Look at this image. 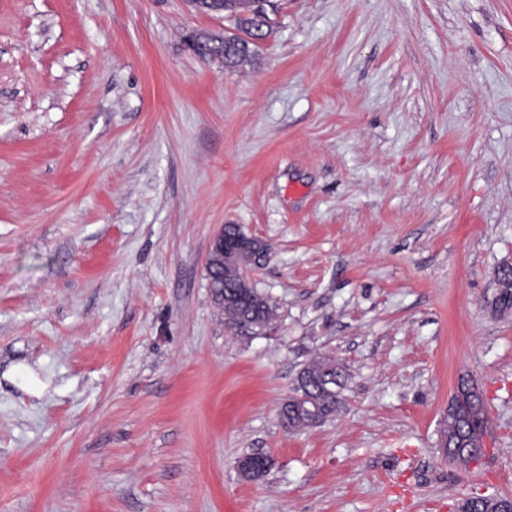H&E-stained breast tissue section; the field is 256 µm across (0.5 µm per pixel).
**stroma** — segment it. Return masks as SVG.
<instances>
[{
  "mask_svg": "<svg viewBox=\"0 0 512 512\" xmlns=\"http://www.w3.org/2000/svg\"><path fill=\"white\" fill-rule=\"evenodd\" d=\"M0 0V512H459L512 496V0ZM277 330L233 336L222 226ZM348 380L283 429L299 370ZM485 455L438 447L460 377ZM272 459L258 482L239 457ZM198 6L211 10V8L232 9L237 4H253L250 10V17L237 18L236 30L240 34H225L222 39H215L207 36H193L197 47L193 48L196 55L201 57L221 58L224 66L234 67L244 63L253 56L255 39L265 36L263 27L268 25V17L264 7L267 0H218L219 2L208 3L210 0H200ZM225 227L224 225L211 243L206 257V268H210L215 256H219L222 262H231L240 270L238 276L241 283L253 282L251 274L255 271L257 263L266 257L269 249L267 254L259 259L256 258L255 251L259 246L267 248L268 245L258 238L246 235L240 225L236 226L234 233L227 232ZM232 270H234L229 265H223L214 268L213 270H207L208 279H209V288L212 290V294H220L224 292V281L227 280ZM231 303L235 305H239L243 307L244 314L247 313V307L245 305V297L243 293L239 289H233L230 291L224 292V298L222 299V304ZM329 361V357H317L308 363L299 373L298 380L301 375H305L307 382L305 386L313 387V393L310 396L319 404L322 420L325 421L328 417L336 413L342 406V390L345 386L346 372L344 367L336 361V368L331 371H324L325 366ZM333 376L336 378L333 384L335 389L327 391L325 389L319 390V383L322 382L323 377ZM291 397L298 396L291 395L283 402L279 411V420L281 426L288 431L316 426L311 422V417L308 416L307 413L303 412V410H298L297 403L289 404V406L292 408L289 409L290 414L288 415V403L291 402ZM461 512H512V498L489 495L465 500Z\"/></svg>",
  "mask_w": 512,
  "mask_h": 512,
  "instance_id": "35a3bbf8",
  "label": "stroma"
}]
</instances>
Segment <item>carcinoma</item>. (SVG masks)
Returning <instances> with one entry per match:
<instances>
[{"mask_svg":"<svg viewBox=\"0 0 512 512\" xmlns=\"http://www.w3.org/2000/svg\"><path fill=\"white\" fill-rule=\"evenodd\" d=\"M267 0H217L215 3H208L201 0L199 6L206 9L224 8L232 9L239 4H251V16L236 19V32L226 34L222 39H215L207 36L195 37L196 47L193 51L201 57L221 58L224 66L234 67L244 63L253 56L255 40L264 37L263 27L268 25V17L264 7ZM232 273V267L223 265L208 271L209 288L212 294L224 292V281ZM491 312L505 316L512 312V286L507 285L497 289V293L488 303ZM329 358L318 357L308 363L300 374L307 379L306 385L313 388L311 397L319 404L322 419H327L336 413L342 406V390L345 386L346 372L341 364L336 368L326 371ZM335 377L333 385L335 389L327 391L319 388L325 376ZM288 430L313 426L311 417L298 409V404H291L288 415ZM488 409L486 397L471 377H461L458 380L456 394L448 407V412L442 421L438 444L441 453L448 458V461L462 468L468 467L479 460L475 455L483 448V438L488 432ZM460 512H512V498L489 495L474 497L465 500Z\"/></svg>","mask_w":512,"mask_h":512,"instance_id":"obj_1","label":"carcinoma"}]
</instances>
